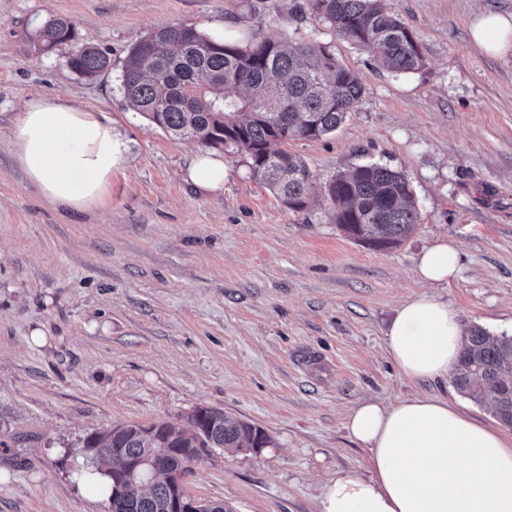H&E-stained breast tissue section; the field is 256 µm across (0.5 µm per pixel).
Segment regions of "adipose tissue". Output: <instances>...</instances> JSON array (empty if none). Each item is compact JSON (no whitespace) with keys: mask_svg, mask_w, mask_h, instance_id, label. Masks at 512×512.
<instances>
[{"mask_svg":"<svg viewBox=\"0 0 512 512\" xmlns=\"http://www.w3.org/2000/svg\"><path fill=\"white\" fill-rule=\"evenodd\" d=\"M471 37L488 53L511 50L512 14L478 17ZM11 136L28 181L51 203L78 211L103 202L127 153L110 121L51 100L25 103ZM458 272L459 251L446 239L416 260L418 279L429 284H446ZM462 341L457 311L428 293L407 300L386 331L393 363L415 381L446 377ZM346 428L369 452L368 474L332 480L321 512H512V441L447 400H369L350 411Z\"/></svg>","mask_w":512,"mask_h":512,"instance_id":"1","label":"adipose tissue"}]
</instances>
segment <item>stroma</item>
I'll list each match as a JSON object with an SVG mask.
<instances>
[{
	"label": "stroma",
	"instance_id": "obj_1",
	"mask_svg": "<svg viewBox=\"0 0 512 512\" xmlns=\"http://www.w3.org/2000/svg\"><path fill=\"white\" fill-rule=\"evenodd\" d=\"M295 2L0 0V512H109L74 478L85 439L120 423L179 424L201 405L272 440L212 449L186 473L187 493L233 512H320L329 480L366 475L345 418L368 399L444 397L512 436L451 379L401 376L385 344L399 306L423 290L417 256L443 237L458 244L460 271L436 295L464 328L512 336V52L485 53L470 36L477 14H512V0H387L425 57L402 75ZM57 16L112 72L82 78L70 46L35 47V27ZM168 25L329 46L365 94L336 132L288 150L321 185L367 163L405 174L419 212L409 237L374 250L323 199L292 211L229 147L221 191L187 181L201 144L163 132L120 89L129 50ZM41 98L102 113L126 142L99 206L52 204L20 169L10 128Z\"/></svg>",
	"mask_w": 512,
	"mask_h": 512
}]
</instances>
